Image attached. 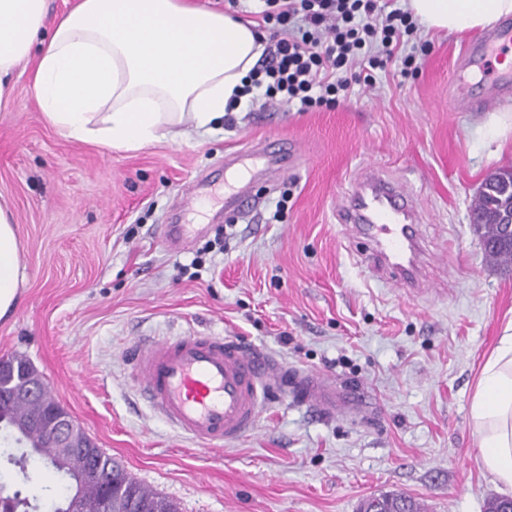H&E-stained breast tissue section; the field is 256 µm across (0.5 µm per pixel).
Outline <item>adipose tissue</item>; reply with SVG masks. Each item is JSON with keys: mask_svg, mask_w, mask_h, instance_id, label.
<instances>
[{"mask_svg": "<svg viewBox=\"0 0 512 512\" xmlns=\"http://www.w3.org/2000/svg\"><path fill=\"white\" fill-rule=\"evenodd\" d=\"M424 26L481 30L512 15V0H407ZM46 0H0V103L34 58L30 80L47 124L108 151L178 141L244 103L243 81L265 45L253 25L207 0H74L46 25ZM20 284L13 213L0 201V317ZM477 463L512 494V323L485 360L470 401Z\"/></svg>", "mask_w": 512, "mask_h": 512, "instance_id": "1", "label": "adipose tissue"}]
</instances>
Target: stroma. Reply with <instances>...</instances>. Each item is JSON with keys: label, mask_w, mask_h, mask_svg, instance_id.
Returning <instances> with one entry per match:
<instances>
[{"label": "stroma", "mask_w": 512, "mask_h": 512, "mask_svg": "<svg viewBox=\"0 0 512 512\" xmlns=\"http://www.w3.org/2000/svg\"><path fill=\"white\" fill-rule=\"evenodd\" d=\"M473 39L422 27L417 71L388 64L334 108L248 105L233 127L131 152L59 135L20 63L0 107V197L25 279L0 320V356L26 355L97 445L178 512H357L392 492L426 512H485L499 492L476 463L469 404L512 322V267L486 260L469 214L486 176L512 166V141L480 135L489 112L448 109ZM274 138L298 140L305 162L257 183L259 208L229 221L225 157ZM364 167L417 200L425 291L374 274L371 242L338 219ZM167 224L193 234L168 247ZM219 234L223 251H205ZM196 330L365 390L368 402L331 417L275 397L248 437L204 448L153 412L124 360L137 342Z\"/></svg>", "instance_id": "stroma-1"}]
</instances>
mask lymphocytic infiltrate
<instances>
[{
    "mask_svg": "<svg viewBox=\"0 0 512 512\" xmlns=\"http://www.w3.org/2000/svg\"><path fill=\"white\" fill-rule=\"evenodd\" d=\"M262 21L273 29L272 43L243 92L263 89L266 101L301 112L335 107L390 60L406 71L417 67L415 55L400 51L415 21L380 0H265Z\"/></svg>",
    "mask_w": 512,
    "mask_h": 512,
    "instance_id": "f902f5d3",
    "label": "lymphocytic infiltrate"
}]
</instances>
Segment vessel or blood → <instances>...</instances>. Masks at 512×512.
<instances>
[{
  "mask_svg": "<svg viewBox=\"0 0 512 512\" xmlns=\"http://www.w3.org/2000/svg\"><path fill=\"white\" fill-rule=\"evenodd\" d=\"M512 46V22L503 21L470 43L457 59L461 70L485 71L489 55ZM512 94V77L494 78L483 96H449L450 111H478ZM295 141L277 146L258 143L232 154L224 163V184L235 187L236 213L258 202L251 183L258 176L287 172L299 164ZM345 224L362 228L374 241L373 265L403 288H421L416 238L418 205L405 184H393L374 169L366 170L339 200ZM147 400L187 439L208 447L236 442L253 432L270 392H278L322 415L354 412L362 394L343 395L328 378L290 366L259 350L209 332L196 331L172 341L135 347L127 354Z\"/></svg>",
  "mask_w": 512,
  "mask_h": 512,
  "instance_id": "b4317fda",
  "label": "vessel or blood"
}]
</instances>
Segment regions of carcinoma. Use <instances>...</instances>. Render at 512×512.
<instances>
[{
	"label": "carcinoma",
	"instance_id": "carcinoma-1",
	"mask_svg": "<svg viewBox=\"0 0 512 512\" xmlns=\"http://www.w3.org/2000/svg\"><path fill=\"white\" fill-rule=\"evenodd\" d=\"M486 187L480 193L477 207L481 212L479 229L484 236L493 237L503 208L512 201V176L506 181L490 173L485 179ZM66 411L50 396L45 394L37 409L28 411L25 403L17 401L0 407V425L16 431L31 449V456L15 461L20 468L24 482L30 481V461L49 460L69 480L71 494L65 498L49 499L48 512H99V505L105 490L112 491V512H178L175 504L138 483L112 456L98 448L83 429L75 424L73 433L84 444L72 456L57 459V452L45 447L46 431L57 415ZM96 469L102 479H87V471ZM377 507L379 512H421L419 503L402 493L381 496ZM0 512H30L29 498L17 489L8 492L7 485L0 483Z\"/></svg>",
	"mask_w": 512,
	"mask_h": 512
}]
</instances>
